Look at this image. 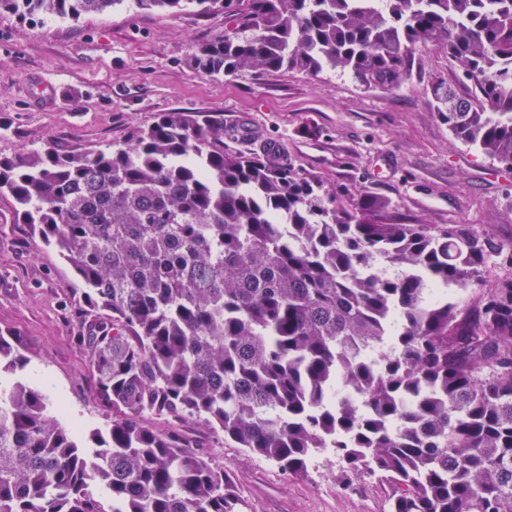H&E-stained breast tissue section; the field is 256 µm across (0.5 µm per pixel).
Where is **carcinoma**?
<instances>
[{"label": "carcinoma", "mask_w": 512, "mask_h": 512, "mask_svg": "<svg viewBox=\"0 0 512 512\" xmlns=\"http://www.w3.org/2000/svg\"><path fill=\"white\" fill-rule=\"evenodd\" d=\"M124 2L0 12L78 19ZM136 3L224 9L229 30L190 59L209 76L340 70L392 88L441 44L472 90L433 83L435 111L512 166V0ZM4 192L81 284L112 420L66 428L0 334V512H249L227 471L144 415L197 421L287 474L330 448L345 476L389 485V512H512V249L396 224L365 193L345 204L274 146L227 153L224 124L182 111L94 153L1 157Z\"/></svg>", "instance_id": "cac0c4a2"}]
</instances>
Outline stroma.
I'll return each mask as SVG.
<instances>
[{"label":"stroma","mask_w":512,"mask_h":512,"mask_svg":"<svg viewBox=\"0 0 512 512\" xmlns=\"http://www.w3.org/2000/svg\"><path fill=\"white\" fill-rule=\"evenodd\" d=\"M224 27L217 9L170 13L134 0L76 22L0 13V157L49 146L94 152L181 110L223 121L226 152L272 143L326 184L385 198L396 223L463 224L512 245V167L456 138L432 106L431 81L459 77L443 48L417 51L411 75L393 88L367 89L340 72L217 78L195 70L190 56ZM78 285L12 197L0 196V332L18 336L25 379L63 404L67 427L83 430L105 425L112 409L93 394ZM145 422L224 467L251 512H388L390 487L342 483L331 453L317 454L307 475H288L197 422Z\"/></svg>","instance_id":"1"}]
</instances>
